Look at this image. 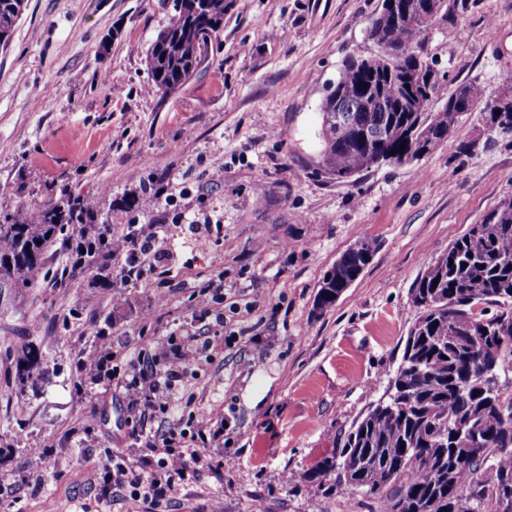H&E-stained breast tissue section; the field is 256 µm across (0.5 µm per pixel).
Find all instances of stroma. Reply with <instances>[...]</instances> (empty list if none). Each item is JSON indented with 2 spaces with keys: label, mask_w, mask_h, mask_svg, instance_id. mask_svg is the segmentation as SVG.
<instances>
[{
  "label": "stroma",
  "mask_w": 512,
  "mask_h": 512,
  "mask_svg": "<svg viewBox=\"0 0 512 512\" xmlns=\"http://www.w3.org/2000/svg\"><path fill=\"white\" fill-rule=\"evenodd\" d=\"M173 0H27L0 48V196L37 209L66 197L128 224L181 225L167 278L124 284L99 262L68 288L40 280L0 297V512H382L360 490L325 494L317 462L389 391L414 318L410 290L469 225L512 198V141L459 153L479 125L414 164L339 182L317 169L320 105L349 57L375 47L381 0H225L207 62L179 90L154 84L145 51ZM428 49L449 87L494 93L512 79V0H472L433 26ZM175 186L142 212L145 186ZM376 247L336 304L319 311L324 273L358 239ZM223 254L215 265L214 254ZM222 286L224 332L174 395L177 413L225 418L222 473L188 479L153 504L103 495L86 479L128 448L138 412L123 391L82 380L77 363L105 331L119 358L151 349ZM44 354L50 379L19 390L14 350ZM53 443L54 466L38 453Z\"/></svg>",
  "instance_id": "35a3bbf8"
}]
</instances>
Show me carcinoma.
<instances>
[{"mask_svg":"<svg viewBox=\"0 0 512 512\" xmlns=\"http://www.w3.org/2000/svg\"><path fill=\"white\" fill-rule=\"evenodd\" d=\"M24 4L0 0V33H12ZM467 9L468 0H439L429 25ZM173 10L146 50L164 94L205 62L224 24V0H174ZM367 36L376 52L363 59L365 72L345 61L321 106L318 168L343 182L375 167L376 152H433L455 130L459 104L485 99L476 81L449 94L446 82L434 81L413 105L407 76L416 57L428 55L425 44L411 40L408 22L384 10ZM338 123L345 128L339 138ZM21 212L0 209V292L34 286L64 225L79 233L100 223V214L76 198L47 204L32 222L21 221ZM373 253L367 239L349 248L324 274L315 308L333 306L336 292L358 280ZM410 296L415 316L390 380L398 401L372 406L308 481L325 494L363 489L383 502L384 512H498L500 494L512 491V391L492 389L491 376L512 367V199L470 225ZM16 367L23 388L48 380L33 345L17 352Z\"/></svg>","mask_w":512,"mask_h":512,"instance_id":"obj_1","label":"carcinoma"}]
</instances>
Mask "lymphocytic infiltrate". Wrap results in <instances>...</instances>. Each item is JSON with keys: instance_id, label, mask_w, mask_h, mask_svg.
I'll return each mask as SVG.
<instances>
[{"instance_id": "lymphocytic-infiltrate-1", "label": "lymphocytic infiltrate", "mask_w": 512, "mask_h": 512, "mask_svg": "<svg viewBox=\"0 0 512 512\" xmlns=\"http://www.w3.org/2000/svg\"><path fill=\"white\" fill-rule=\"evenodd\" d=\"M173 237L167 224H144L122 235L103 225L94 233L84 231L66 237L64 245L71 252H85L90 262L107 254L117 262L122 281L130 283L158 273L165 257L163 246ZM207 348L192 326L185 325L176 334L154 342L152 360L139 355L120 370L113 364V352L102 345L81 358L78 371L92 383L124 390L146 418L170 410L177 382ZM129 437L132 449L109 454L106 462L90 471L89 479L107 494L122 489L132 496L160 502L181 482L215 470L212 451L223 447L224 428L214 425L211 413L200 411L188 422L172 423L163 435L147 433L141 424L131 428Z\"/></svg>"}]
</instances>
